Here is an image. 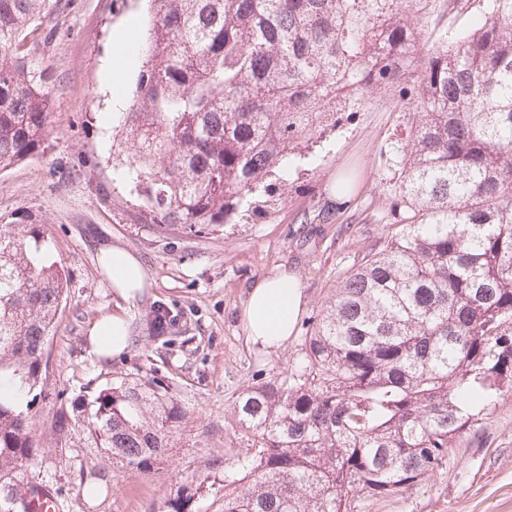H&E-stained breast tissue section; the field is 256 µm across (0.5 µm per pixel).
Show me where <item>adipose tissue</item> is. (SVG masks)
Returning <instances> with one entry per match:
<instances>
[{
    "label": "adipose tissue",
    "instance_id": "obj_1",
    "mask_svg": "<svg viewBox=\"0 0 512 512\" xmlns=\"http://www.w3.org/2000/svg\"><path fill=\"white\" fill-rule=\"evenodd\" d=\"M97 260L124 302L122 308L101 317L88 331L93 353L107 358L120 355L127 348L131 323L125 304L140 297L148 275L141 260L117 244L98 247ZM303 298L304 287L295 271L284 268L273 277L256 282L243 309L249 340L262 348L283 347L303 311Z\"/></svg>",
    "mask_w": 512,
    "mask_h": 512
}]
</instances>
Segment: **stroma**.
Masks as SVG:
<instances>
[{"mask_svg": "<svg viewBox=\"0 0 512 512\" xmlns=\"http://www.w3.org/2000/svg\"><path fill=\"white\" fill-rule=\"evenodd\" d=\"M51 41L36 30L25 50L46 68L54 99L37 157L0 173V223L21 214L40 226L49 253L69 278L68 298L48 348L45 395L31 408L41 447L26 469L30 482L51 488L60 512H217L225 476L251 454V441L231 418L238 396L303 357L311 323L333 290L368 252L380 249L392 226L397 195L396 149L410 130L400 105L374 96L342 109L336 125L307 148L288 179V198L263 219L241 216L208 235H159L134 223L112 196L108 162L112 134L102 116L111 100L128 108L141 69L144 0H52ZM122 84H108L110 72ZM350 176L348 203L336 182ZM125 247L145 265L148 285L135 306L132 342L105 360L91 353L88 328L114 311L112 283L96 261L103 243ZM294 270L306 307L284 347L263 350L246 336L243 308L256 280ZM176 321L168 340L153 338L141 320L154 303ZM165 375L186 412L172 428L164 455L150 470L88 445L74 430L68 447L52 426L60 406L80 402L87 387ZM101 494L88 499L87 483ZM351 512H512V389L494 396L479 420L457 439L441 465L406 491L362 498Z\"/></svg>", "mask_w": 512, "mask_h": 512, "instance_id": "obj_1", "label": "stroma"}]
</instances>
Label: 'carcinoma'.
Returning a JSON list of instances; mask_svg holds the SVG:
<instances>
[{
	"label": "carcinoma",
	"instance_id": "cac0c4a2",
	"mask_svg": "<svg viewBox=\"0 0 512 512\" xmlns=\"http://www.w3.org/2000/svg\"><path fill=\"white\" fill-rule=\"evenodd\" d=\"M50 0H0V171L39 155L46 70L20 53ZM147 54L112 134V192L138 224L200 236L263 216L272 182L370 96L412 108L397 146L399 230L336 287L305 356L234 407L253 455L220 512H350L439 466L512 388V0H148ZM45 232L0 224V500L37 485L30 409L68 281ZM185 416L162 378L59 410L97 448L142 469Z\"/></svg>",
	"mask_w": 512,
	"mask_h": 512
}]
</instances>
